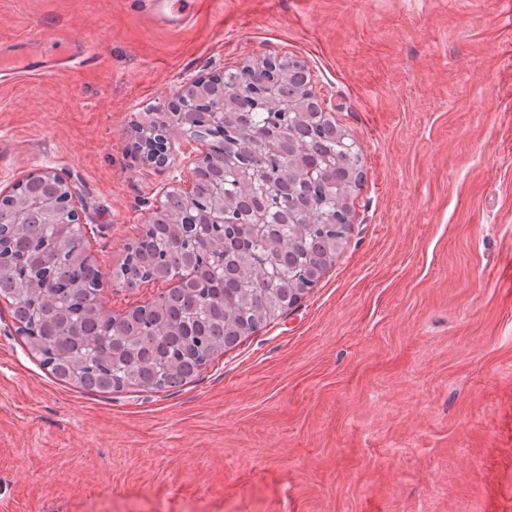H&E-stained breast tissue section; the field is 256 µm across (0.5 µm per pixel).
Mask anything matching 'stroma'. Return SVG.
<instances>
[{
	"mask_svg": "<svg viewBox=\"0 0 512 512\" xmlns=\"http://www.w3.org/2000/svg\"><path fill=\"white\" fill-rule=\"evenodd\" d=\"M0 0V51L96 43L0 79V193L66 174L106 312L173 166L134 152L182 82L302 60L364 154L316 288L171 390L54 379L0 302V512H512V0Z\"/></svg>",
	"mask_w": 512,
	"mask_h": 512,
	"instance_id": "stroma-1",
	"label": "stroma"
}]
</instances>
